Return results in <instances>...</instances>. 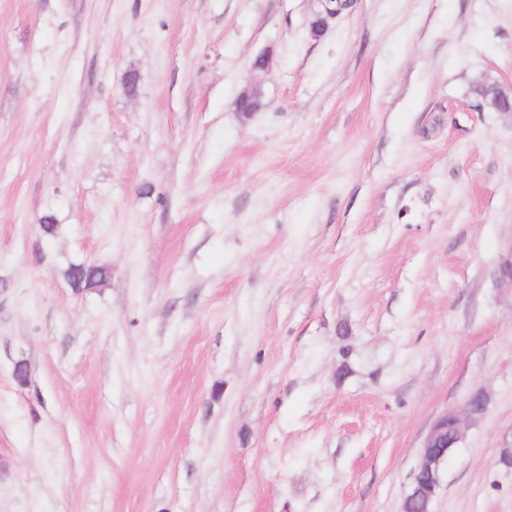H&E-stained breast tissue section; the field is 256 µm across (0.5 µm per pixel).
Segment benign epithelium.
<instances>
[{"instance_id":"obj_1","label":"benign epithelium","mask_w":512,"mask_h":512,"mask_svg":"<svg viewBox=\"0 0 512 512\" xmlns=\"http://www.w3.org/2000/svg\"><path fill=\"white\" fill-rule=\"evenodd\" d=\"M261 94L255 87L244 90L237 103L248 107L237 109L244 118L252 117L262 108ZM498 283L512 290V246L503 254L497 268ZM487 409L484 393L472 395L460 410L447 411L434 421L425 441L409 492L402 503V512H413L418 504L434 502L441 486L442 470L454 449L463 441L469 423L480 418Z\"/></svg>"}]
</instances>
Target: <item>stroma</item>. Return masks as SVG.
Masks as SVG:
<instances>
[{"label": "stroma", "mask_w": 512, "mask_h": 512, "mask_svg": "<svg viewBox=\"0 0 512 512\" xmlns=\"http://www.w3.org/2000/svg\"><path fill=\"white\" fill-rule=\"evenodd\" d=\"M319 8L0 0V512H512V0ZM73 288H100L108 279V270L105 266H89L87 264H73L65 273ZM486 409V396L478 392L468 399L462 409L450 410L438 416L427 435L410 490L402 503V512L414 511L418 504L427 506L434 502L448 458L463 441L470 421L480 418Z\"/></svg>", "instance_id": "1"}]
</instances>
